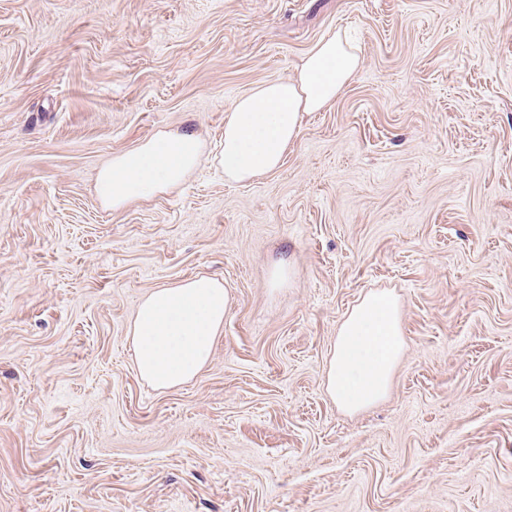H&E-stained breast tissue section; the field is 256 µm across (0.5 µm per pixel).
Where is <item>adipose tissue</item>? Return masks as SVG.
Here are the masks:
<instances>
[{
  "label": "adipose tissue",
  "instance_id": "ef3b65f1",
  "mask_svg": "<svg viewBox=\"0 0 512 512\" xmlns=\"http://www.w3.org/2000/svg\"><path fill=\"white\" fill-rule=\"evenodd\" d=\"M362 63L339 34L317 42L295 78L260 84L239 96L224 118V143L214 160L226 181L245 183L278 170L304 114L319 112ZM205 141L194 130L159 131L113 155L100 170L96 191L112 209L178 187L198 165ZM231 305L223 282L211 276L152 290L132 328L140 377L165 390L194 378L209 361ZM400 315L386 296L365 297L340 325L327 370V392L356 411L387 394L402 349Z\"/></svg>",
  "mask_w": 512,
  "mask_h": 512
}]
</instances>
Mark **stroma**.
<instances>
[{"mask_svg": "<svg viewBox=\"0 0 512 512\" xmlns=\"http://www.w3.org/2000/svg\"><path fill=\"white\" fill-rule=\"evenodd\" d=\"M335 32L357 73L226 182L234 100ZM187 127L180 186L103 206L112 155ZM198 276L212 357L153 388L137 306ZM371 293L403 351L350 413L328 362ZM0 512H512V0H0Z\"/></svg>", "mask_w": 512, "mask_h": 512, "instance_id": "35a3bbf8", "label": "stroma"}]
</instances>
